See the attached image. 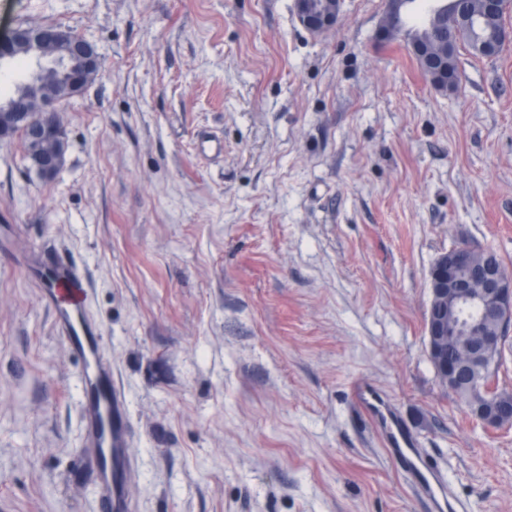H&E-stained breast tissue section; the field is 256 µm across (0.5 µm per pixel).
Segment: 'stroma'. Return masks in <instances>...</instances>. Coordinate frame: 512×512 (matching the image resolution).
Wrapping results in <instances>:
<instances>
[{
	"label": "stroma",
	"instance_id": "obj_1",
	"mask_svg": "<svg viewBox=\"0 0 512 512\" xmlns=\"http://www.w3.org/2000/svg\"><path fill=\"white\" fill-rule=\"evenodd\" d=\"M294 0H0V34L71 28L103 58L59 107L50 181L0 140V512H99L80 363L30 253L85 271L135 429L137 512H432L354 387L394 404L468 512H512V426L428 355V275L458 242L512 273V43L461 86ZM343 0H296L299 23L313 34L333 29L341 14Z\"/></svg>",
	"mask_w": 512,
	"mask_h": 512
}]
</instances>
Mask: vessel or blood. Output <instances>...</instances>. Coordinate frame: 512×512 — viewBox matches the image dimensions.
I'll use <instances>...</instances> for the list:
<instances>
[{
  "label": "vessel or blood",
  "instance_id": "b4317fda",
  "mask_svg": "<svg viewBox=\"0 0 512 512\" xmlns=\"http://www.w3.org/2000/svg\"><path fill=\"white\" fill-rule=\"evenodd\" d=\"M32 264L48 279L49 286L42 294L52 308L57 331L80 362L81 440L96 493L105 512H135L128 493L137 478V463L131 453L134 428L101 327L88 312L87 278L74 263L60 257L40 255ZM355 395L381 432L390 460L432 506H439L446 491L445 478L426 460L402 419L380 403L369 386H356Z\"/></svg>",
  "mask_w": 512,
  "mask_h": 512
}]
</instances>
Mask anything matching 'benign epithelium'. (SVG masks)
Listing matches in <instances>:
<instances>
[{
	"mask_svg": "<svg viewBox=\"0 0 512 512\" xmlns=\"http://www.w3.org/2000/svg\"><path fill=\"white\" fill-rule=\"evenodd\" d=\"M404 0H386V20L378 38L389 40L400 27ZM343 0H295L299 23L313 34L333 29L341 14ZM15 46L25 50L34 62L28 71L27 91L4 102L0 109L14 113L25 127L26 138L35 144L56 135L65 140L63 128L51 122L48 108L82 93L100 70L96 47L68 28L56 25L18 26L0 36V69L10 65L8 51ZM427 68L443 70L445 62L422 45L413 46ZM47 68L58 71L56 95L47 96L39 77ZM29 167L45 179L53 178L64 162L59 146L37 148L27 154ZM481 263H475L477 250L454 246L441 254L429 271V314L426 322L428 353L442 385L454 387L463 374L504 343L512 328V274L496 253L483 250ZM475 403L468 407L473 418L489 428L512 424V394L483 384L470 383Z\"/></svg>",
	"mask_w": 512,
	"mask_h": 512,
	"instance_id": "1",
	"label": "benign epithelium"
}]
</instances>
